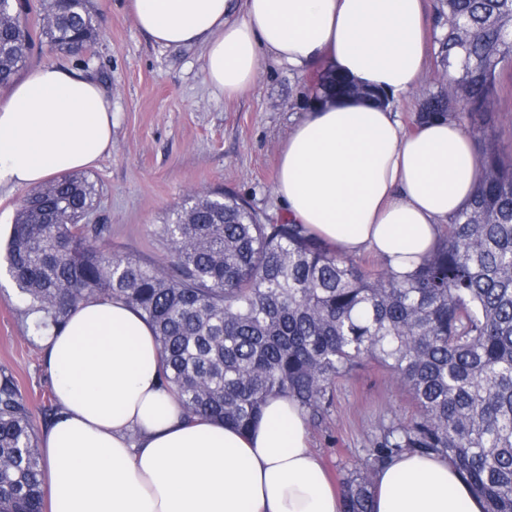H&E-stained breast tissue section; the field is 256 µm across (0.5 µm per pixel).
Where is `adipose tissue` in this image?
<instances>
[{"mask_svg":"<svg viewBox=\"0 0 512 512\" xmlns=\"http://www.w3.org/2000/svg\"><path fill=\"white\" fill-rule=\"evenodd\" d=\"M129 10L161 46L201 45L208 81L228 97L267 64L387 95L313 101L281 149L277 193L320 241L374 252L402 275L471 199L480 167L465 125H408L395 106L423 82V0H129ZM111 143L99 84L38 67L0 102V189L90 168ZM39 342L59 408L42 434L50 512H341L292 399L270 397L247 431L186 418L152 326L124 300H85ZM372 512L483 504L447 457L408 452L375 474Z\"/></svg>","mask_w":512,"mask_h":512,"instance_id":"1","label":"adipose tissue"}]
</instances>
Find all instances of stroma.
Returning a JSON list of instances; mask_svg holds the SVG:
<instances>
[{
	"mask_svg": "<svg viewBox=\"0 0 512 512\" xmlns=\"http://www.w3.org/2000/svg\"><path fill=\"white\" fill-rule=\"evenodd\" d=\"M101 27L78 55L36 41L28 68L65 66L95 79L112 99V146L87 174L100 197L90 221L105 225L101 249L151 264L168 252L159 229L190 199L220 188L246 201L263 221L286 210L275 192L280 149L310 108L308 81L283 68H263L254 86L228 99L203 70L201 46L162 47L136 25L126 0H93ZM493 132L512 152V76L503 75L489 105ZM14 377L36 430L54 378L16 288L0 270V374ZM416 412L389 371L367 361L335 387L322 422L308 425L309 444L333 487L362 468L380 429Z\"/></svg>",
	"mask_w": 512,
	"mask_h": 512,
	"instance_id": "stroma-1",
	"label": "stroma"
}]
</instances>
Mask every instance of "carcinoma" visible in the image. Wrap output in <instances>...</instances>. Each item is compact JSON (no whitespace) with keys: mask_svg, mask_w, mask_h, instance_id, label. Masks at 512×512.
Returning a JSON list of instances; mask_svg holds the SVG:
<instances>
[{"mask_svg":"<svg viewBox=\"0 0 512 512\" xmlns=\"http://www.w3.org/2000/svg\"><path fill=\"white\" fill-rule=\"evenodd\" d=\"M23 4L0 0V89L26 66L36 33ZM41 34L77 55L99 35L90 0H39ZM440 64L457 75L416 120L478 133L480 178L468 206L410 274L372 273L301 224L264 223L215 192L160 225L157 268L101 250L86 223L93 182L77 172L32 189L17 210L5 270L41 336L89 298L124 299L154 328L163 382L187 416L248 430L285 395L323 419L336 379L373 360L416 414L384 427L364 468L342 482V512H371L377 469L406 452L446 456L484 503L512 512V157L486 134L488 104L512 66V0H440ZM44 461L28 404L0 377V512H43Z\"/></svg>","mask_w":512,"mask_h":512,"instance_id":"1","label":"carcinoma"}]
</instances>
